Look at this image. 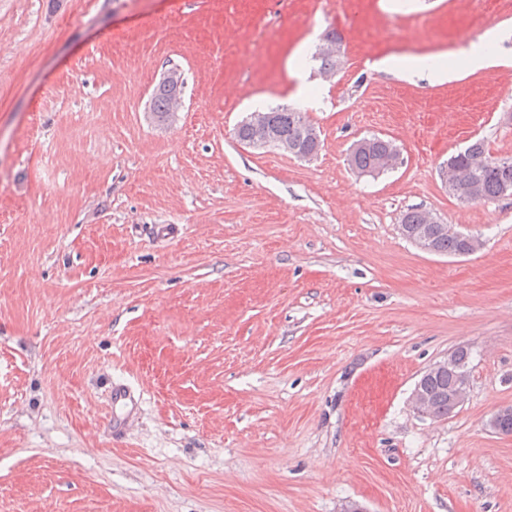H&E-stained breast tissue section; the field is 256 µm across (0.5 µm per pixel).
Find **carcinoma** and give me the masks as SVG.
Masks as SVG:
<instances>
[{"label": "carcinoma", "instance_id": "carcinoma-1", "mask_svg": "<svg viewBox=\"0 0 512 512\" xmlns=\"http://www.w3.org/2000/svg\"><path fill=\"white\" fill-rule=\"evenodd\" d=\"M183 85L157 86L151 96L149 109L159 122L168 120L173 99L182 95ZM272 138L267 146L278 148L282 144L296 149L299 155L315 156L320 140L313 135L314 125L304 113L285 105L268 109ZM237 140L253 146L259 140L256 128L241 122L236 130ZM396 150L390 140L373 138L367 145L357 146L348 156V166L360 176L379 175V159ZM512 183V157L495 158L488 154L485 144L476 140L466 150L448 158V190L464 202H488L502 197L506 183ZM409 226L410 241L417 240L420 227L427 226L431 252L436 254L461 255L467 251L465 237L448 224L438 220L430 211L410 209L401 218ZM455 366L446 371L421 377L422 389L429 394L428 414L433 418H446L454 413L448 399L456 385V372L468 370L469 352L463 347L452 351Z\"/></svg>", "mask_w": 512, "mask_h": 512}]
</instances>
